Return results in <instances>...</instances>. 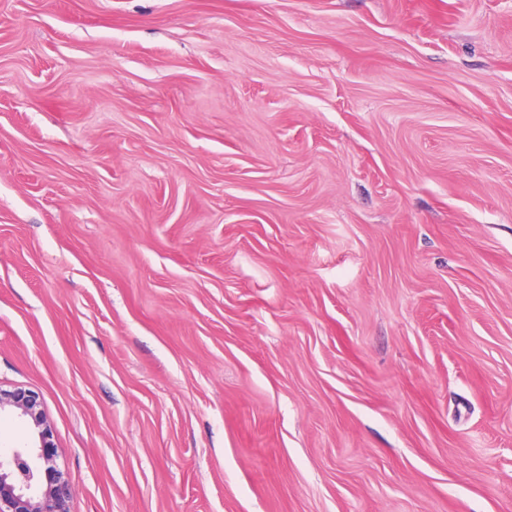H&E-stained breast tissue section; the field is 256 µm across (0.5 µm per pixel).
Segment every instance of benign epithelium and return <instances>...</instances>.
I'll return each instance as SVG.
<instances>
[{"label":"benign epithelium","mask_w":512,"mask_h":512,"mask_svg":"<svg viewBox=\"0 0 512 512\" xmlns=\"http://www.w3.org/2000/svg\"><path fill=\"white\" fill-rule=\"evenodd\" d=\"M10 411L30 428L28 437L0 455V512H69L72 489L56 462L53 431L40 395L0 390V413Z\"/></svg>","instance_id":"7a95c632"}]
</instances>
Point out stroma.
<instances>
[{
    "mask_svg": "<svg viewBox=\"0 0 512 512\" xmlns=\"http://www.w3.org/2000/svg\"><path fill=\"white\" fill-rule=\"evenodd\" d=\"M70 512H512V0H0V389Z\"/></svg>",
    "mask_w": 512,
    "mask_h": 512,
    "instance_id": "stroma-1",
    "label": "stroma"
}]
</instances>
